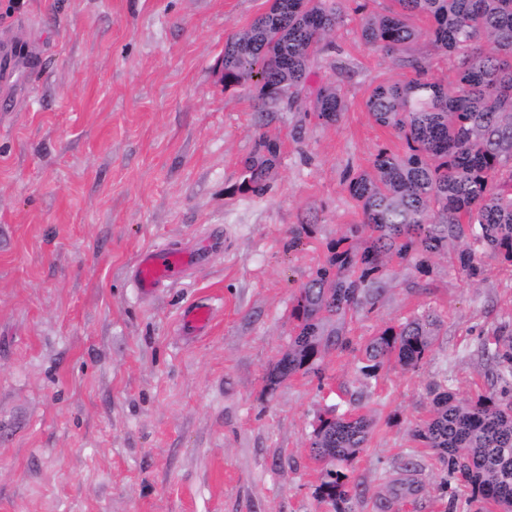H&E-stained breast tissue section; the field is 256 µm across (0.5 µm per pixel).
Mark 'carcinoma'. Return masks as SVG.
<instances>
[{
    "label": "carcinoma",
    "instance_id": "cac0c4a2",
    "mask_svg": "<svg viewBox=\"0 0 512 512\" xmlns=\"http://www.w3.org/2000/svg\"><path fill=\"white\" fill-rule=\"evenodd\" d=\"M396 9L364 18L365 44L413 71L376 84L365 107L373 121L392 130L404 154L382 148L368 171L354 174L348 192L362 221L346 227L330 247L326 264L312 272L294 297L295 321L288 349L268 373L269 388L302 372L322 377L331 350L352 348L348 324L372 310L389 286L391 264L427 275L437 256L453 248L470 277L482 273L481 255L512 263V0H395ZM340 0H269L251 24L228 37L217 63L224 88L249 86L263 103L292 107L306 89L319 44L341 16ZM429 21L426 30L407 18ZM423 38L447 55L454 84L427 78L425 57L402 53ZM319 121L334 124L346 110L334 83L312 101ZM281 144L263 135L243 167L238 191L262 196L270 189ZM437 320L416 318L389 326L364 347L366 376L392 362L416 368L433 345ZM512 378V335H499L484 350ZM374 421L366 414L330 413L318 418L310 456L323 464L317 493L334 512H353L354 486L344 469L369 441ZM413 437L436 451L448 476L474 498L512 512V396L435 395L429 417Z\"/></svg>",
    "mask_w": 512,
    "mask_h": 512
}]
</instances>
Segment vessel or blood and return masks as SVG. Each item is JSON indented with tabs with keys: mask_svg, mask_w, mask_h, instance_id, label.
<instances>
[{
	"mask_svg": "<svg viewBox=\"0 0 512 512\" xmlns=\"http://www.w3.org/2000/svg\"><path fill=\"white\" fill-rule=\"evenodd\" d=\"M197 258V252L188 248L163 247L144 252L135 262L133 284L141 296H151L162 284L181 279ZM211 323L212 308L205 303L189 304L180 315V328L190 336L207 334Z\"/></svg>",
	"mask_w": 512,
	"mask_h": 512,
	"instance_id": "vessel-or-blood-1",
	"label": "vessel or blood"
}]
</instances>
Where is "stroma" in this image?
I'll list each match as a JSON object with an SVG mask.
<instances>
[{
    "label": "stroma",
    "instance_id": "1",
    "mask_svg": "<svg viewBox=\"0 0 512 512\" xmlns=\"http://www.w3.org/2000/svg\"><path fill=\"white\" fill-rule=\"evenodd\" d=\"M392 0H345L310 89L338 85L347 108L322 124L301 103L261 106L224 88L215 61L265 0H0V512H329L308 448L328 411L371 416L348 467L354 512H499L442 489L436 453L412 437L433 391H498L483 343L512 333V265L486 254L464 274L401 268L352 350L322 377L267 390L288 345L292 299L359 216L349 175L400 152L364 102L410 76L366 45L367 14ZM282 154L268 193L238 192L259 134ZM213 249L150 298L131 283L138 255ZM204 336L181 334L193 302ZM425 314L440 329L418 368L364 378L361 345ZM212 323V308L205 303H192L183 308L180 315V328L190 336L207 334Z\"/></svg>",
    "mask_w": 512,
    "mask_h": 512
}]
</instances>
